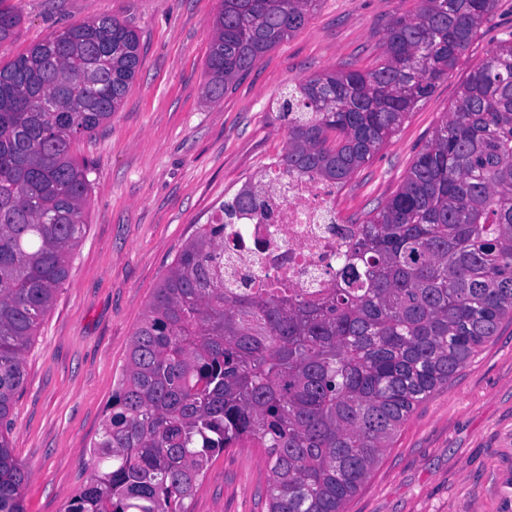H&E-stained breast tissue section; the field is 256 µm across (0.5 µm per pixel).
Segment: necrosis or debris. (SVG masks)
Returning a JSON list of instances; mask_svg holds the SVG:
<instances>
[{
    "label": "necrosis or debris",
    "instance_id": "1",
    "mask_svg": "<svg viewBox=\"0 0 512 512\" xmlns=\"http://www.w3.org/2000/svg\"><path fill=\"white\" fill-rule=\"evenodd\" d=\"M274 222L248 212L224 228V278L240 288L312 293L327 287L350 243L351 225L336 221L334 185L267 169Z\"/></svg>",
    "mask_w": 512,
    "mask_h": 512
}]
</instances>
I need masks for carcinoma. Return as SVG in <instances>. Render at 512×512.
<instances>
[{"instance_id": "cac0c4a2", "label": "carcinoma", "mask_w": 512, "mask_h": 512, "mask_svg": "<svg viewBox=\"0 0 512 512\" xmlns=\"http://www.w3.org/2000/svg\"><path fill=\"white\" fill-rule=\"evenodd\" d=\"M320 0H220L205 96L220 100ZM497 0H419L375 68L286 87L283 172L346 182L454 69ZM21 21L0 0V45ZM139 36L103 17L0 68V512H24L13 455L25 352L83 238L90 164ZM264 207L245 184L182 246L137 327L92 466L65 512H189L211 460L249 439L266 512H344L402 425L512 322V39L461 83L396 193L357 223L330 285L224 287V225Z\"/></svg>"}]
</instances>
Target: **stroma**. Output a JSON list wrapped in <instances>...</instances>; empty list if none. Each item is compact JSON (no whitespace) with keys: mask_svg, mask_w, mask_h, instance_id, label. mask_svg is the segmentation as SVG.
<instances>
[{"mask_svg":"<svg viewBox=\"0 0 512 512\" xmlns=\"http://www.w3.org/2000/svg\"><path fill=\"white\" fill-rule=\"evenodd\" d=\"M21 22L0 66L55 32L103 16L140 36L138 73L109 123L74 151L92 165L87 226L70 274L26 354L13 410L14 454L27 471L25 512H64L86 479L89 446L153 292L198 225L281 156L279 95L291 83L383 57L387 27L418 0H320L308 22L240 76L203 94L219 0H13ZM512 37V0H497L457 68L374 158L337 187L340 223L363 219L402 184L458 87ZM271 472L260 449L213 459L191 512H265ZM347 512H512V324L403 425Z\"/></svg>","mask_w":512,"mask_h":512,"instance_id":"1","label":"stroma"}]
</instances>
